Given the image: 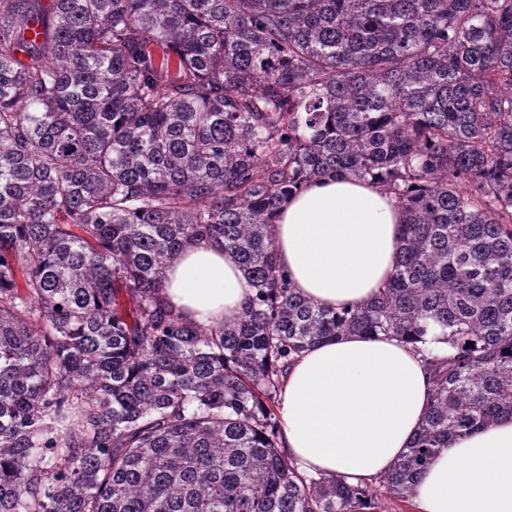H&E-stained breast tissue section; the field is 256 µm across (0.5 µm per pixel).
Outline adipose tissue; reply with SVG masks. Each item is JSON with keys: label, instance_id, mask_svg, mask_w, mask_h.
I'll use <instances>...</instances> for the list:
<instances>
[{"label": "adipose tissue", "instance_id": "adipose-tissue-1", "mask_svg": "<svg viewBox=\"0 0 512 512\" xmlns=\"http://www.w3.org/2000/svg\"><path fill=\"white\" fill-rule=\"evenodd\" d=\"M405 214L395 198L349 177L309 182L279 207L278 265L325 308L362 305L393 275ZM254 290L218 244L177 255L167 302L202 326H234ZM431 389L422 357L388 336L321 342L290 366L279 397V442L308 473L372 480L391 469L422 423ZM417 512H512V419L455 436L415 487Z\"/></svg>", "mask_w": 512, "mask_h": 512}]
</instances>
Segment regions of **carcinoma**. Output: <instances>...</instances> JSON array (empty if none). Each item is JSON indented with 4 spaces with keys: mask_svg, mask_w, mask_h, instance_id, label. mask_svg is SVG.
<instances>
[{
    "mask_svg": "<svg viewBox=\"0 0 512 512\" xmlns=\"http://www.w3.org/2000/svg\"><path fill=\"white\" fill-rule=\"evenodd\" d=\"M348 176L405 212L371 302L289 288L271 224ZM218 242L232 327L163 297ZM448 352L388 473L278 448L284 368L383 334ZM512 416V0H0V512H385Z\"/></svg>",
    "mask_w": 512,
    "mask_h": 512,
    "instance_id": "carcinoma-1",
    "label": "carcinoma"
}]
</instances>
